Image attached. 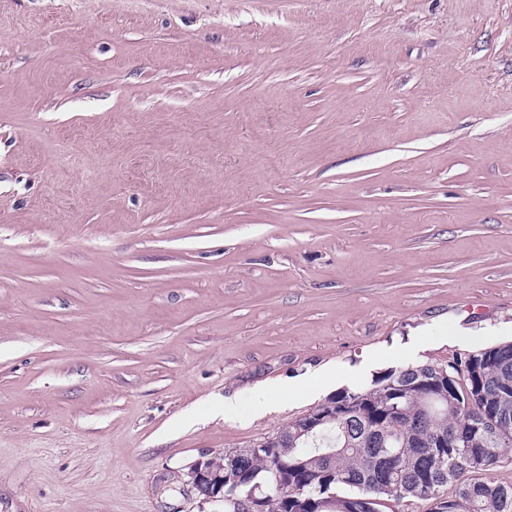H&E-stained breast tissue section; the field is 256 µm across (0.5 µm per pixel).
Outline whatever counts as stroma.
I'll return each mask as SVG.
<instances>
[{
	"label": "stroma",
	"mask_w": 512,
	"mask_h": 512,
	"mask_svg": "<svg viewBox=\"0 0 512 512\" xmlns=\"http://www.w3.org/2000/svg\"><path fill=\"white\" fill-rule=\"evenodd\" d=\"M505 342L512 0H0V512Z\"/></svg>",
	"instance_id": "obj_1"
}]
</instances>
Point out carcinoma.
I'll return each instance as SVG.
<instances>
[{
    "mask_svg": "<svg viewBox=\"0 0 512 512\" xmlns=\"http://www.w3.org/2000/svg\"><path fill=\"white\" fill-rule=\"evenodd\" d=\"M327 401L332 418L312 430L301 416L268 449L209 459L224 472V512L252 491L259 512H376L384 498L512 512V487L490 474L512 447V343L392 368ZM450 483L455 496L440 495Z\"/></svg>",
    "mask_w": 512,
    "mask_h": 512,
    "instance_id": "cac0c4a2",
    "label": "carcinoma"
}]
</instances>
